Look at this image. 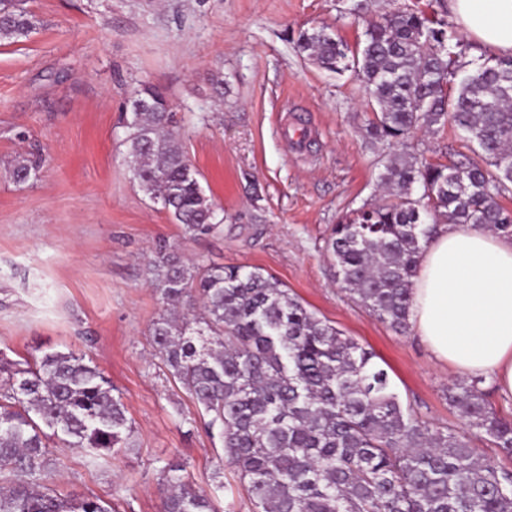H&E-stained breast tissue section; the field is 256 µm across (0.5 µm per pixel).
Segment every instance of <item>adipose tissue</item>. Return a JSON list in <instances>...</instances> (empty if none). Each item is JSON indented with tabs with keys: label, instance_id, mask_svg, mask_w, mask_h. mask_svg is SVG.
<instances>
[{
	"label": "adipose tissue",
	"instance_id": "obj_1",
	"mask_svg": "<svg viewBox=\"0 0 512 512\" xmlns=\"http://www.w3.org/2000/svg\"><path fill=\"white\" fill-rule=\"evenodd\" d=\"M464 34L512 55V0H447ZM410 320L435 360L512 400V238L441 225L420 260Z\"/></svg>",
	"mask_w": 512,
	"mask_h": 512
}]
</instances>
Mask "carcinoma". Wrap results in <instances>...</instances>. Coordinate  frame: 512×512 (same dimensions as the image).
<instances>
[{
  "label": "carcinoma",
  "instance_id": "carcinoma-1",
  "mask_svg": "<svg viewBox=\"0 0 512 512\" xmlns=\"http://www.w3.org/2000/svg\"><path fill=\"white\" fill-rule=\"evenodd\" d=\"M355 48L313 27L300 53L317 67L353 72L369 93L366 133L392 149L380 174L385 200L351 209L333 225L326 251L341 287L404 332L413 279L442 223L512 237V57L462 61L465 44L437 13L418 8L367 19ZM33 27L23 0H0V41ZM125 158L141 191L192 236L220 231L216 205L186 156L162 92L129 99ZM453 126L469 164L430 162L412 151L415 132ZM17 162L13 178H37ZM166 309L154 347L174 383L219 428L224 459L253 512H512V470L474 455L464 437L432 428L402 403L374 354L309 311L260 269L181 264L165 245L151 262ZM470 378L448 389L463 425L512 454V418L499 415ZM112 383L72 352L24 363L0 357V512H111L95 496L69 500L46 483L54 437L101 457L129 444L132 426ZM163 512H215L180 465L162 470Z\"/></svg>",
  "mask_w": 512,
  "mask_h": 512
}]
</instances>
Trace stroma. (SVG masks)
<instances>
[{"label":"stroma","instance_id":"stroma-1","mask_svg":"<svg viewBox=\"0 0 512 512\" xmlns=\"http://www.w3.org/2000/svg\"><path fill=\"white\" fill-rule=\"evenodd\" d=\"M350 0H26L37 26L0 42V352L92 361L133 432L92 460L54 443L55 493L94 495L119 512H162L161 470L181 464L220 512H252L203 411L156 355L163 307L149 273L159 242L188 263L258 268L370 349L404 404L434 428L461 430L446 393L459 378L415 331L400 334L353 301L325 256L333 224L379 202L388 152L365 131L353 73L300 54L299 30L328 26L348 44L364 25ZM166 95L184 150L226 219L190 236L139 189L125 160L128 98ZM414 150L457 160L460 134L418 132ZM39 160L37 180L11 177Z\"/></svg>","mask_w":512,"mask_h":512}]
</instances>
